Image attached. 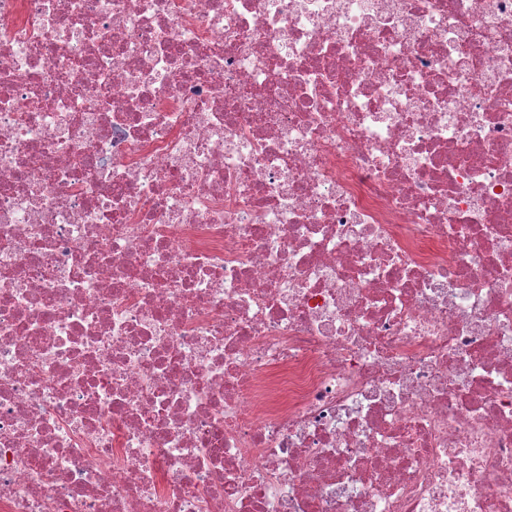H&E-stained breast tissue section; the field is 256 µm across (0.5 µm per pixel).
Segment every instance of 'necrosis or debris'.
Listing matches in <instances>:
<instances>
[{"label": "necrosis or debris", "instance_id": "4bbe7bcc", "mask_svg": "<svg viewBox=\"0 0 512 512\" xmlns=\"http://www.w3.org/2000/svg\"><path fill=\"white\" fill-rule=\"evenodd\" d=\"M0 512H512V0H0Z\"/></svg>", "mask_w": 512, "mask_h": 512}]
</instances>
